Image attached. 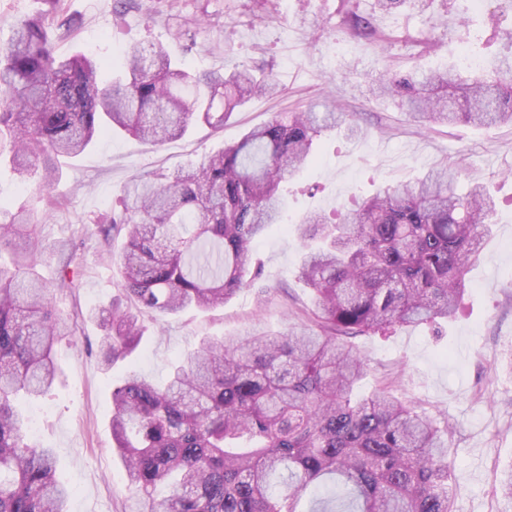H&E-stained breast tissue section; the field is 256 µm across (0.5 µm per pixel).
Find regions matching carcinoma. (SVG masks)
Segmentation results:
<instances>
[{
	"mask_svg": "<svg viewBox=\"0 0 512 512\" xmlns=\"http://www.w3.org/2000/svg\"><path fill=\"white\" fill-rule=\"evenodd\" d=\"M433 2L374 0L373 8L400 14ZM341 24L387 39L352 8ZM501 39L506 53L481 72L454 64L420 79L385 72L366 80V92L397 99L421 127L512 124V29ZM100 68L84 54L57 55L42 15L16 27L0 51V148L10 146L20 181L45 192L55 159L79 156L99 137L120 131L162 144L193 123L222 127L253 96L279 91L273 76L244 65L197 73L161 44L127 51L106 83ZM343 126L357 135L344 112H282L195 166L132 179L103 229L118 295L79 319L63 317L54 301L55 289L76 281L47 282L33 271L37 256L60 251L40 237L47 214L8 212L0 222V253L11 255V266H0V512H69L56 454L29 436L16 406L52 389L58 344L97 323L109 371L140 345V318L224 307L259 276L253 246L282 223L285 175L311 161L323 133ZM455 183L446 164L335 223L310 213L292 226L317 330L205 338L164 384L132 369L113 385L112 438L136 512H300L328 478L340 481L348 506H336L333 486L307 512H454L448 439L385 390L354 398L367 363L336 337L455 316L497 206L484 185L458 195ZM114 232L125 239L117 256Z\"/></svg>",
	"mask_w": 512,
	"mask_h": 512,
	"instance_id": "carcinoma-1",
	"label": "carcinoma"
}]
</instances>
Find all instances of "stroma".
<instances>
[{"instance_id":"stroma-1","label":"stroma","mask_w":512,"mask_h":512,"mask_svg":"<svg viewBox=\"0 0 512 512\" xmlns=\"http://www.w3.org/2000/svg\"><path fill=\"white\" fill-rule=\"evenodd\" d=\"M119 3L61 0L55 7L50 0H0V49L14 24L57 10L78 22L57 41V54L82 53L104 62L101 79L122 68L129 48L159 43L174 61L199 73L236 64L272 73L281 92L252 98L224 127L196 124L185 136L157 146L124 133L96 140L82 155L60 160L47 196L22 185L8 156H0V207L39 212L46 209V197H54L41 234L76 244L74 260L53 254L37 267L40 276L53 280L61 278L64 265L78 271V287L56 292L62 315L109 306L116 293L118 270L101 253L94 219L112 207L127 181L197 164L279 112L321 111L333 104L352 113L361 132L323 135L312 162L286 179L283 221L269 226L254 247L261 275L224 308L164 318L162 327L147 329L130 362L108 372L100 366L94 323L58 346L60 381L23 408L35 419L37 441L56 453L73 512L128 508L125 472L112 452V382L133 366L164 380L171 363L207 336H234L255 324L272 331L309 324L312 296L297 278L300 253L288 225L313 211L335 217L380 185L413 181L445 163L458 168V192L476 182L490 189L497 202L492 233L468 270L470 287L451 320L348 338L369 363L354 393L388 389L449 425L455 512H512V501L499 491L502 473L512 468V125L434 124L425 130L395 101L374 100L362 86L366 76L388 70L427 72L457 63L464 38L456 24L436 27L427 12L376 15L377 27L396 40L390 47L337 27L342 0H136L121 17ZM203 18L210 21L204 29L198 25ZM429 36L442 39L439 51L422 54L412 47V40Z\"/></svg>"}]
</instances>
